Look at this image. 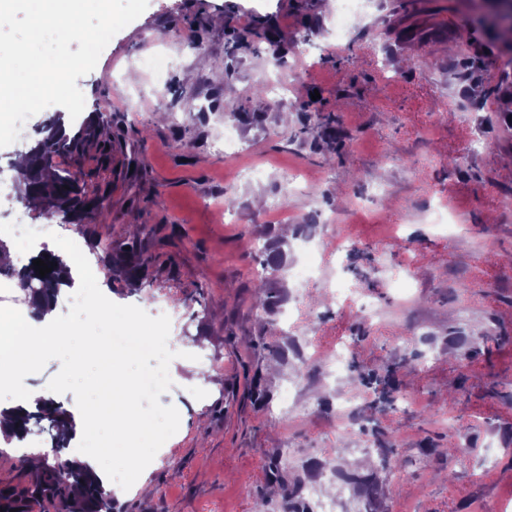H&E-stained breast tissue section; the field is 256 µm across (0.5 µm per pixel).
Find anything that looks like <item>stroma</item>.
Returning <instances> with one entry per match:
<instances>
[{
  "label": "stroma",
  "instance_id": "1",
  "mask_svg": "<svg viewBox=\"0 0 512 512\" xmlns=\"http://www.w3.org/2000/svg\"><path fill=\"white\" fill-rule=\"evenodd\" d=\"M374 2L338 40L326 34L336 9L325 0H149L78 79V118L60 106L37 113L26 138L0 148L15 178L43 125L62 120L71 136L104 115L108 147L57 162L103 197L110 223L88 231L48 219L19 194L0 205V222L50 223L104 273L107 298L171 314L176 357L160 401L178 410L179 429L141 475L151 492L118 490L114 512H284L294 488L315 512L308 490L332 495L321 472L333 462L380 488L373 502L346 492L341 512H512V427L498 416L512 403V360L500 354L512 347V323L500 318L512 308V95L501 93L512 66L502 35L471 24L479 0ZM307 38L317 49L303 58L294 48ZM267 81L288 84L293 105L255 96ZM228 124L248 148L236 159L214 145ZM291 169L302 175L289 184ZM230 194L239 204L229 218ZM318 213L335 224L314 223ZM132 215L141 233L130 255ZM351 223L361 247L340 258L345 279L360 285L391 264L381 233L400 224L414 291L401 305L374 281L387 313L376 337L308 290L321 342L359 343L343 390L374 395L363 439L348 441L332 439L333 399L317 381L297 397L312 413L279 414L302 335L280 306H258L263 256L244 236L278 251L269 286L288 299L302 236ZM392 334L410 339L397 355ZM60 368L52 360L25 378L24 406L52 399L75 420L77 442L73 393L47 388ZM400 395L415 407L396 409ZM452 424L467 441L456 458L443 453ZM332 445L334 460L322 453Z\"/></svg>",
  "mask_w": 512,
  "mask_h": 512
}]
</instances>
